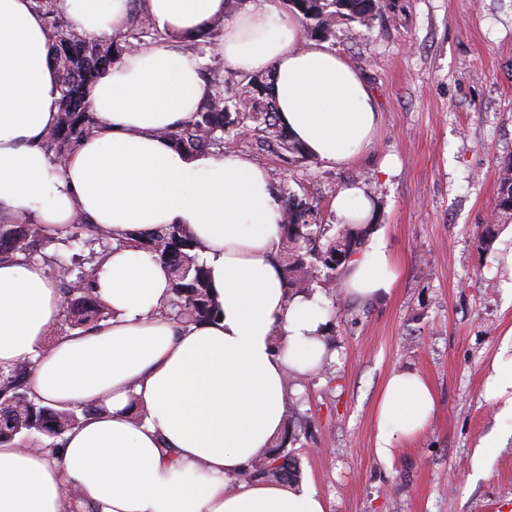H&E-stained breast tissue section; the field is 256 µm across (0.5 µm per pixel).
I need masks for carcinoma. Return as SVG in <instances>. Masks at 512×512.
<instances>
[{"instance_id": "carcinoma-1", "label": "carcinoma", "mask_w": 512, "mask_h": 512, "mask_svg": "<svg viewBox=\"0 0 512 512\" xmlns=\"http://www.w3.org/2000/svg\"><path fill=\"white\" fill-rule=\"evenodd\" d=\"M42 15L53 58L60 74L59 115L56 125L47 133L42 147L55 160L62 159L84 139L97 133L98 122L88 109L90 89L113 61L125 52L161 37L145 17H136L135 24L122 36L102 43H93L57 20L59 0H34ZM382 0H287L307 34L318 40L331 36L337 24L357 23L361 26L381 9ZM222 22L206 25L185 48L202 54L200 41L213 40L221 32ZM209 85L212 96L194 113L191 121L166 133L175 146L192 154L224 144V133L234 126L253 124L256 153H272L279 157L289 154L306 158L303 147L292 139L280 122L271 86L267 78L256 74L249 77L233 97L224 96V84L215 70ZM512 200V160L500 167L495 210L508 217L505 200ZM314 206L307 202L288 200L284 208L282 236L277 258L281 263L288 295H311L315 288H337L340 285L341 262L356 245L362 229L343 226L333 232L331 224L309 222ZM68 239L77 244L99 240L102 234L83 219L66 230ZM48 243L45 229L26 221L0 219V258L23 254L28 258L43 256ZM151 257L166 265L172 280V296L156 315L179 324H195L216 316L205 263L197 252L192 235L182 225H166L139 241ZM98 263H73L56 271L65 296L63 316L54 333L88 330L106 321L111 312L93 293L91 282ZM74 410L44 405L30 396L29 366H15L0 372V444L22 443L38 434L59 437L77 424ZM292 442L289 426H284L275 445L252 460L249 467L235 476L272 478L296 483L301 478L298 461L288 458V443Z\"/></svg>"}]
</instances>
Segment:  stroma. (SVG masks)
<instances>
[{
    "mask_svg": "<svg viewBox=\"0 0 512 512\" xmlns=\"http://www.w3.org/2000/svg\"><path fill=\"white\" fill-rule=\"evenodd\" d=\"M325 45L376 96L370 150L342 168L265 164L280 197L318 202L320 224L336 223L332 198L361 183L376 203L366 232L384 234L404 275L390 296L328 301L335 356L294 387L301 480L328 512H512V420L486 396L496 359L512 356V269L497 263L512 220L490 250L478 244L512 157V0H384L369 25L338 24ZM403 369L429 380L436 410L387 463L374 453L375 409ZM495 436L503 447L474 474L475 448Z\"/></svg>",
    "mask_w": 512,
    "mask_h": 512,
    "instance_id": "35a3bbf8",
    "label": "stroma"
}]
</instances>
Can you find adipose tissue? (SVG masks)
<instances>
[{
  "mask_svg": "<svg viewBox=\"0 0 512 512\" xmlns=\"http://www.w3.org/2000/svg\"><path fill=\"white\" fill-rule=\"evenodd\" d=\"M65 6L72 29L91 39L126 32L137 13L165 38L124 53L95 83L88 100L101 129L58 164L40 146L60 99L42 16L33 0H0V218L55 234L82 217L115 241L93 284L111 316L86 332L56 333L62 295L43 259L0 260V370L28 362L36 400L82 412L40 448L0 445V512H326L303 483L227 484L280 432L286 373L311 374L325 356V300L285 292L276 259L283 205L266 167L241 153L190 155L164 133L211 94L201 58L182 40L215 19L225 64L272 74L281 121L321 162L347 166L368 149L380 119L372 92L347 59L303 44L281 0H244L234 11L225 0ZM332 210L359 228L373 200L356 183ZM168 224L191 231L218 318H156L172 280L137 239ZM400 276L376 233L345 264L342 288L374 300ZM434 410L422 375L390 374L376 407V456L391 460Z\"/></svg>",
  "mask_w": 512,
  "mask_h": 512,
  "instance_id": "obj_1",
  "label": "adipose tissue"
}]
</instances>
